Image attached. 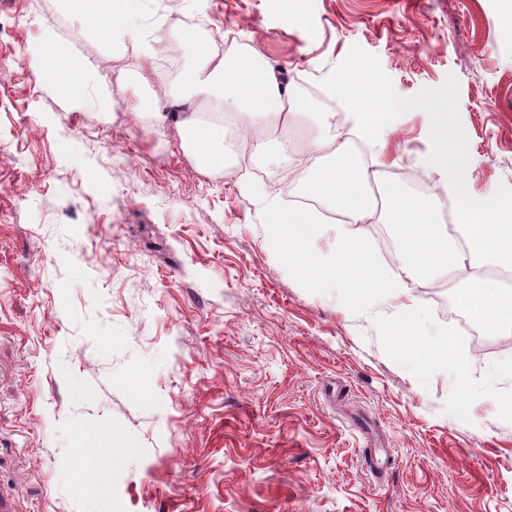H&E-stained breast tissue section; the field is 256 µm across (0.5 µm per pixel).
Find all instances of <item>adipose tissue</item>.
Returning a JSON list of instances; mask_svg holds the SVG:
<instances>
[{"label":"adipose tissue","mask_w":512,"mask_h":512,"mask_svg":"<svg viewBox=\"0 0 512 512\" xmlns=\"http://www.w3.org/2000/svg\"><path fill=\"white\" fill-rule=\"evenodd\" d=\"M64 2L110 43L136 45L144 62L153 64L155 33L127 23L129 0ZM196 55L186 96L209 99L223 119L273 132L287 125L289 116L300 109V101L259 54H250L239 63L213 54L207 44L200 43ZM31 66L42 82L52 84L73 107L88 104L84 87L72 79L73 73L82 70V62L61 51L53 38H46L33 50ZM176 119L182 147L193 155L199 169L223 164L222 123L204 124L196 112L178 113ZM368 181L366 168L359 166L349 153L348 141L339 136L310 141L303 164L289 169L290 194L307 191L342 216L336 226V249L329 254L314 247L325 230L315 210L274 204L268 211L267 239L287 259L302 286H335L342 306L351 312L370 304L378 294L410 299L412 285L448 278L464 264L447 226L425 217L419 200L392 187L384 207H377ZM377 220L399 228L402 249L396 267L378 265L357 230L358 225ZM461 302L490 331L512 326V292L492 280L469 282L461 291Z\"/></svg>","instance_id":"ef3b65f1"}]
</instances>
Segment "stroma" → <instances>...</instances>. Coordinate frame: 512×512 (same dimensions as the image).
I'll return each mask as SVG.
<instances>
[{
    "mask_svg": "<svg viewBox=\"0 0 512 512\" xmlns=\"http://www.w3.org/2000/svg\"><path fill=\"white\" fill-rule=\"evenodd\" d=\"M134 19L233 34L307 104L311 140L354 134L313 96L360 46L410 97L459 81L470 196L512 188V12L504 0H133ZM88 63L121 113L74 109L26 55L46 34ZM146 66L62 0H0V493L13 512H512V348L472 343L442 316L479 264L412 295L448 335L437 366L398 356L402 314L344 310L270 249L265 200L290 205L281 169L199 172L171 111L192 63L166 38ZM120 82H113L112 73ZM430 119L410 111L367 143L379 174L425 178ZM385 453L372 473L367 445ZM96 453L99 488L82 447Z\"/></svg>",
    "mask_w": 512,
    "mask_h": 512,
    "instance_id": "35a3bbf8",
    "label": "stroma"
}]
</instances>
